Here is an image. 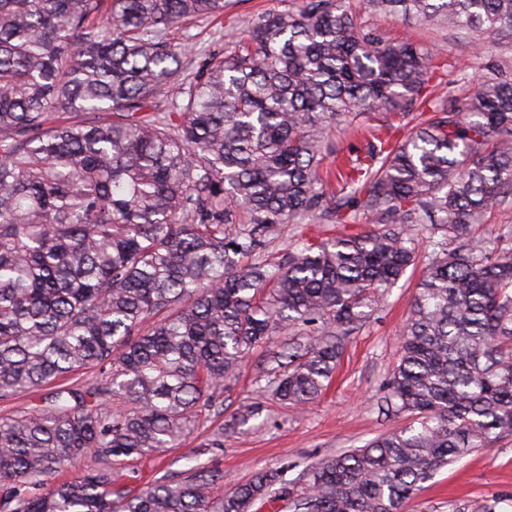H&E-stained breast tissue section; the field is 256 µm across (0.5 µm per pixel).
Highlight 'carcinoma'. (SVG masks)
<instances>
[{
    "label": "carcinoma",
    "mask_w": 512,
    "mask_h": 512,
    "mask_svg": "<svg viewBox=\"0 0 512 512\" xmlns=\"http://www.w3.org/2000/svg\"><path fill=\"white\" fill-rule=\"evenodd\" d=\"M367 5L512 33V0ZM223 15L224 0H0V399L95 373L0 417V512H405L437 471L512 436V248L471 234L512 203V78L436 105L439 51L361 25L352 0L263 14L186 77L193 44L170 29ZM373 112L420 122L402 140L379 125L330 191V133ZM310 217L371 227L265 255ZM424 246L382 406L408 424L298 488L267 469L226 489L214 465L128 486L258 347L260 391L318 398Z\"/></svg>",
    "instance_id": "cac0c4a2"
}]
</instances>
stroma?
Masks as SVG:
<instances>
[{
    "label": "stroma",
    "instance_id": "35a3bbf8",
    "mask_svg": "<svg viewBox=\"0 0 512 512\" xmlns=\"http://www.w3.org/2000/svg\"><path fill=\"white\" fill-rule=\"evenodd\" d=\"M355 4L359 22L442 52L448 71L439 95L468 96L491 75L496 64L512 76V33L482 40L463 29H435L415 17L372 11L366 0H355ZM285 6V0H226L221 22L200 21L187 31L171 30L170 36L177 40L192 37L196 53L204 56L224 52L258 15ZM363 230L360 224L317 220L287 224L268 251L279 257L300 236L331 237ZM420 277V270H407L390 294L369 311L349 337L330 388L306 407L258 399L256 379L263 371L265 351L255 350L237 378L227 382L223 413L208 416L189 440L167 453L164 463L143 462L144 481L185 470L202 460L222 468L228 486L246 481L260 469L279 470L292 482L307 463L362 447L376 436L405 425L406 415L383 414L379 405L386 394L388 375L398 362L399 336ZM255 400L262 402V413L250 420L245 433L225 431L223 447L207 448L212 433L231 422L241 405ZM486 505L494 506L496 512H512V436L439 470L411 500L407 512H480Z\"/></svg>",
    "mask_w": 512,
    "mask_h": 512
}]
</instances>
